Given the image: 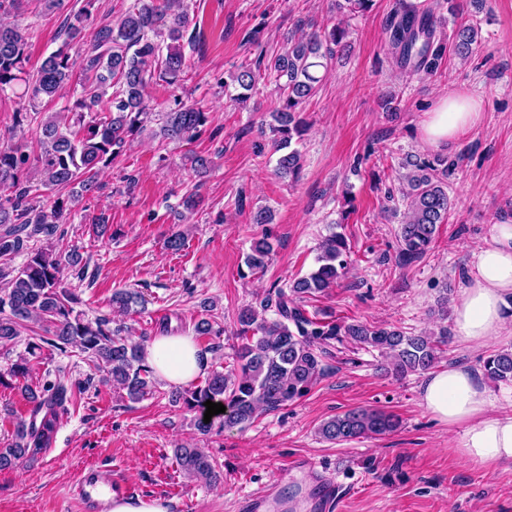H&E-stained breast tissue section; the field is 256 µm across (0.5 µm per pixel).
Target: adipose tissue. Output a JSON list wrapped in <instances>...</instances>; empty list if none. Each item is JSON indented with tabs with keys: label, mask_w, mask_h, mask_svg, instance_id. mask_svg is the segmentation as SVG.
I'll use <instances>...</instances> for the list:
<instances>
[{
	"label": "adipose tissue",
	"mask_w": 512,
	"mask_h": 512,
	"mask_svg": "<svg viewBox=\"0 0 512 512\" xmlns=\"http://www.w3.org/2000/svg\"><path fill=\"white\" fill-rule=\"evenodd\" d=\"M482 119L479 100L465 94L440 96L422 127L423 141L438 148ZM476 274L455 307L456 332L464 341L485 346L507 328L506 297L512 296V224L493 225L489 241L473 253ZM146 363L168 387L196 380L206 356L192 337L161 333L143 347ZM421 407L462 432L455 453L467 462L492 468L512 462V413L496 411L487 389L464 367L428 373Z\"/></svg>",
	"instance_id": "1"
}]
</instances>
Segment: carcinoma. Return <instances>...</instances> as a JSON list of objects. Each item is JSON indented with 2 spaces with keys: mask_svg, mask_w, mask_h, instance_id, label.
<instances>
[{
  "mask_svg": "<svg viewBox=\"0 0 512 512\" xmlns=\"http://www.w3.org/2000/svg\"><path fill=\"white\" fill-rule=\"evenodd\" d=\"M85 7L69 13L68 39L51 52L36 72L27 70V29L0 24V92L17 85L26 102L17 111L20 119L37 124L41 152L36 157L40 178L29 174L30 155L20 147L0 150V347L16 343L28 321L42 323L40 340L55 349L75 345L95 359L108 380L126 391L132 401L150 392L152 371L144 364L143 347L121 337V329L109 327L107 317L93 321L77 310L80 298L61 286L62 258L51 249H27L39 236L56 233L66 203L94 194L99 173L117 159L155 120L159 137L180 143L195 139L206 124L208 113L197 103L179 96L167 111H150L147 89L160 81L175 84L186 73L182 40L190 27L188 0H132L109 24L93 32L84 52L74 55L72 45L84 42L85 32L98 0H84ZM373 0H344L336 8L354 16L368 11ZM348 26L341 22L330 28L288 40V49L268 61L241 63L231 81L241 89L233 100L243 103L266 81L280 90L282 105L271 113L269 125L275 150L291 146L301 136L303 122L296 109L312 97L320 82L319 72L345 47ZM389 44L403 70L431 73L438 68L446 45L436 37L432 14L401 2L389 25ZM478 44V29L462 25L456 33L455 53L466 56ZM72 98L52 115L41 117L43 100ZM301 154L293 149L279 157L276 171L282 177L298 176ZM407 187L401 190L405 202L404 224L400 228L399 262L421 259L435 239L438 225L448 219V167L430 161L410 163ZM56 192L52 207L45 210L33 203L41 192ZM27 250V261L19 268L7 260ZM272 249L263 237L247 257L249 269L264 267ZM345 237L331 233L316 257V268L297 279L288 289H278L275 303L265 302L262 310L274 309L268 319L252 308L239 312L237 368L231 373L215 371L205 383L173 393L172 400L199 412L197 426L208 432L214 422H204L208 400L226 407L220 427L245 426L262 411L279 410L303 397L322 375L321 345L346 336L377 349L396 375L431 368L446 343L440 337L408 335L398 329L365 323L339 324L311 318L300 306L306 296L334 287L348 267ZM143 304L141 295L119 290L112 305L127 310ZM486 375L498 381L512 380V351H499L483 361ZM32 366L20 356L0 372L21 384L32 404L30 418L14 424L11 442L0 448V470L16 465L48 448L59 415L82 387L69 388L61 382L40 387L28 384ZM398 421L378 409L357 408L325 421L320 434L329 441H349L362 436L382 435L394 430ZM175 459L191 479L206 484L217 481L220 472L210 455L200 448H177Z\"/></svg>",
  "mask_w": 512,
  "mask_h": 512,
  "instance_id": "cac0c4a2",
  "label": "carcinoma"
}]
</instances>
